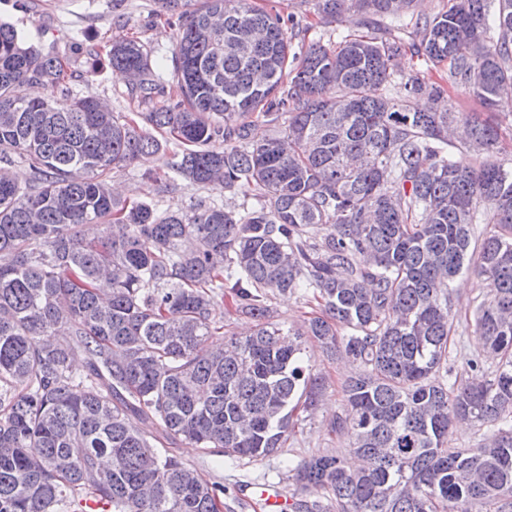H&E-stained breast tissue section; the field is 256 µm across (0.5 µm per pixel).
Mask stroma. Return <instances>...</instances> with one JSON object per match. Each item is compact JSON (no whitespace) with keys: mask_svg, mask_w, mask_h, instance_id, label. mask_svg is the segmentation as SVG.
Listing matches in <instances>:
<instances>
[{"mask_svg":"<svg viewBox=\"0 0 512 512\" xmlns=\"http://www.w3.org/2000/svg\"><path fill=\"white\" fill-rule=\"evenodd\" d=\"M255 6L283 18H292L295 25L293 47L329 41L348 34H364L381 25L379 17L349 12L334 22H326L315 15L311 0H253ZM157 0H0V20L11 23L23 32L29 42L41 51H54L68 63L67 85L71 92L93 96L108 103L116 112H136L137 100L127 94L125 81L116 77L106 56L87 54L88 46H104L112 38H138L145 46L158 53L170 54L176 35V19H165L159 14ZM159 156H145L123 170L114 172L112 185L116 193L129 202L162 201L164 207L186 208L198 194L217 203L232 201L238 204L254 203L252 185L239 183L234 191L182 184L166 197H159L157 186L145 179L146 170L160 167ZM276 322L283 327L297 329L303 321L320 315L316 301L301 294L273 297L269 302ZM306 357L312 373L323 377L325 391L312 419L301 422L294 437L286 441L277 453L262 459L244 458L226 463L217 456H202L194 448H177V455L191 464L208 484L224 489V512H264L260 501L244 498L243 487L273 485L286 497H293L297 486L285 460L296 462L326 451H346L347 437L330 433L329 423L344 406L343 382L350 368L341 359L326 357L315 342L305 344Z\"/></svg>","mask_w":512,"mask_h":512,"instance_id":"stroma-1","label":"stroma"}]
</instances>
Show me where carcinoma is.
<instances>
[{
    "instance_id": "carcinoma-1",
    "label": "carcinoma",
    "mask_w": 512,
    "mask_h": 512,
    "mask_svg": "<svg viewBox=\"0 0 512 512\" xmlns=\"http://www.w3.org/2000/svg\"><path fill=\"white\" fill-rule=\"evenodd\" d=\"M159 3L180 11V100L157 104L153 52L118 37L108 61L148 106L124 116L60 89L65 62L0 22V512H58L83 493L102 512H221L223 488L158 444L276 453L323 391L304 336L356 365L330 429L363 465L336 452L288 466L301 492H324L294 512H512V166L478 114L411 108L449 87L512 104V0L415 18L414 54L443 71L433 83L396 69L399 27L297 53L251 0ZM412 4L313 0L326 21ZM257 112L276 135L251 138ZM461 122L473 168L448 151ZM165 135L182 151L144 173L160 196L246 181L257 204L114 197L112 173ZM481 222L494 230L473 247ZM469 270L489 284L467 322L495 362L488 379L479 357L471 378L448 365L450 285ZM287 292L323 307L302 332L271 319L268 300ZM222 303L254 321L248 335L220 336ZM461 421L489 431L450 448Z\"/></svg>"
}]
</instances>
